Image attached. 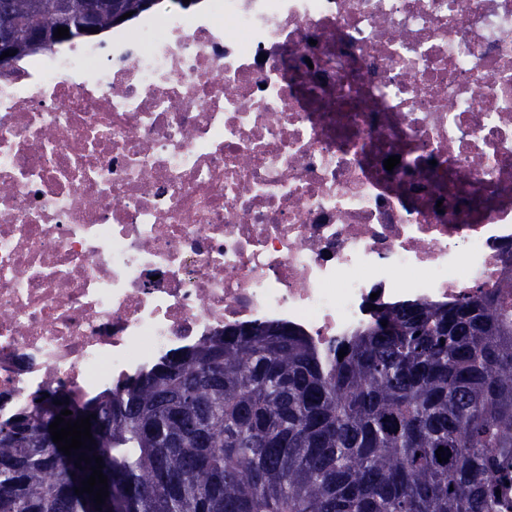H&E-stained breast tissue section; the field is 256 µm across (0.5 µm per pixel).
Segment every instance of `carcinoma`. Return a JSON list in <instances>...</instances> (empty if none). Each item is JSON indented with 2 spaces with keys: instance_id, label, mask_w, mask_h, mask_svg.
<instances>
[{
  "instance_id": "carcinoma-1",
  "label": "carcinoma",
  "mask_w": 512,
  "mask_h": 512,
  "mask_svg": "<svg viewBox=\"0 0 512 512\" xmlns=\"http://www.w3.org/2000/svg\"><path fill=\"white\" fill-rule=\"evenodd\" d=\"M31 2L0 0V18L42 33L16 59L64 42L86 9L70 0L67 21ZM510 292L386 306L324 346L255 323L165 357L89 406L100 506L72 490L96 463L76 468L45 435L69 405L41 404L0 423V512H512Z\"/></svg>"
}]
</instances>
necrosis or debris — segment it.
I'll return each mask as SVG.
<instances>
[{
    "mask_svg": "<svg viewBox=\"0 0 512 512\" xmlns=\"http://www.w3.org/2000/svg\"><path fill=\"white\" fill-rule=\"evenodd\" d=\"M509 278L512 0H206L0 69V422Z\"/></svg>",
    "mask_w": 512,
    "mask_h": 512,
    "instance_id": "necrosis-or-debris-1",
    "label": "necrosis or debris"
}]
</instances>
